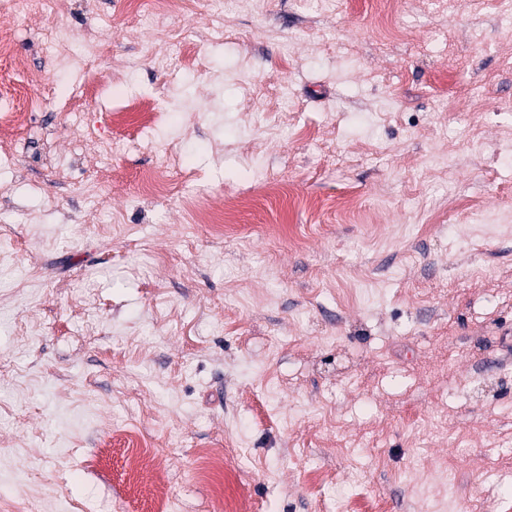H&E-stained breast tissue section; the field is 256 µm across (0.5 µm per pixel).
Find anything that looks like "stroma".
Returning a JSON list of instances; mask_svg holds the SVG:
<instances>
[{
  "instance_id": "obj_1",
  "label": "stroma",
  "mask_w": 512,
  "mask_h": 512,
  "mask_svg": "<svg viewBox=\"0 0 512 512\" xmlns=\"http://www.w3.org/2000/svg\"><path fill=\"white\" fill-rule=\"evenodd\" d=\"M141 2L72 0L125 68L88 109L54 11L0 59V109L29 113L0 153V512H158L128 427L167 512H512V19L406 0L383 40L369 0H191L161 32ZM141 96L155 128L82 147ZM146 139L196 199H251L234 231L143 194ZM202 450L234 455L222 488Z\"/></svg>"
}]
</instances>
